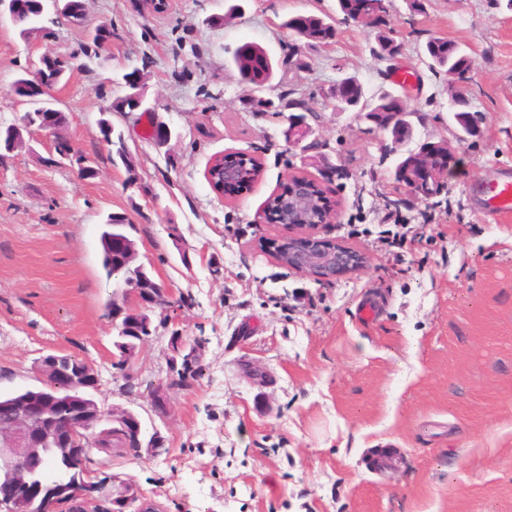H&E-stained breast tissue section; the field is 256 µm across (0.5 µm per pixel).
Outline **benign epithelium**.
<instances>
[{
    "mask_svg": "<svg viewBox=\"0 0 512 512\" xmlns=\"http://www.w3.org/2000/svg\"><path fill=\"white\" fill-rule=\"evenodd\" d=\"M39 15L52 14L55 18L69 24H79L84 16L72 8L71 0H38ZM388 6L386 0H361L356 12L346 19L367 25L371 28L385 27ZM9 16L15 24L30 20V15L18 12L15 0H0V19ZM27 74L31 84L26 87L28 94L21 98L29 109L20 118L21 127L28 131L37 125L35 112L52 107L54 100L45 99L43 95L55 85L53 79L45 74L43 57L28 61ZM410 113L404 106L389 113V125L395 126L392 134L393 143L404 141L405 133L411 130L407 120ZM290 130L288 141H296V131H301L304 138L312 133L305 116L292 114L289 118ZM54 150L62 160L78 166L85 174L97 173L94 160L75 152L67 141L58 139L53 143ZM258 156L236 151H226L214 157L220 163L222 179L213 190L222 195L233 187L247 189L261 180L257 175L250 179L241 178V170L248 167L249 160ZM452 156L441 158L437 146L426 145L416 152H411L401 168L395 172L396 178L407 187L418 200L430 199L448 186V172ZM290 204L283 210L282 226L288 235L275 243V256L284 266L309 275L320 282H332L341 275L361 270L367 263L366 256L342 243L320 238L315 228L321 224L336 222L340 217L338 202L328 197V191L307 176L294 172L288 176L282 187ZM128 296L136 298L137 307L127 311L119 307L118 315L128 313L137 318V324L150 329V319L145 314L153 310L156 302L143 298L142 288L133 287L125 291ZM43 383L64 376L71 383L72 395L63 403L74 409L73 417L63 427L53 426L54 415L51 404L34 397L18 409L19 425L9 432H0V512H21L26 507L37 506V512H56L58 502L62 501L73 512H98L99 503L108 504L105 512H128L136 507L135 512H162V508L142 496L137 484L118 474H106L92 471L85 466L84 451L81 444L88 440V432L94 428L95 418L100 412L92 411L81 396L88 388H96L97 383L80 382L82 372L72 373L60 366L56 354L44 356L38 363ZM141 420L135 416L119 422V427L112 429V446L128 447L127 438L133 437L135 453H155V443L146 442L140 435ZM44 433L52 437L57 448H40V439L36 434ZM65 453L73 479L67 483L46 478L49 452Z\"/></svg>",
    "mask_w": 512,
    "mask_h": 512,
    "instance_id": "benign-epithelium-1",
    "label": "benign epithelium"
}]
</instances>
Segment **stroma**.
Segmentation results:
<instances>
[{
    "label": "stroma",
    "mask_w": 512,
    "mask_h": 512,
    "mask_svg": "<svg viewBox=\"0 0 512 512\" xmlns=\"http://www.w3.org/2000/svg\"><path fill=\"white\" fill-rule=\"evenodd\" d=\"M294 15L337 35L298 38L282 26ZM99 26L112 43L86 58ZM50 30L25 41L0 22V123L24 112L13 84L29 55L69 65L53 90L64 126L31 130L0 157V395L41 387L46 355L92 363L98 403L136 413L167 448L107 464L97 454L92 467L131 478L164 512H512V216L486 202L512 176V0H389L381 31L345 20L338 0H167L161 13L145 0H85L83 25ZM384 35L395 54L381 50ZM434 37L471 57L468 79L431 67ZM246 42L277 65L260 94L233 64ZM132 69L154 112L113 114L124 163L97 123ZM349 77L366 97L402 100L409 141L337 109L327 91ZM287 92L318 116L310 150L286 138ZM259 96L272 108L253 106ZM459 98L479 135L461 137ZM157 123L172 131L162 145ZM56 136L94 156L98 176L52 164ZM438 140L452 155L448 187L420 201L395 167ZM227 150L264 166L232 197L204 176ZM295 171L340 200L338 222L317 232L365 253L361 271L323 283L268 254L285 230L256 218ZM111 212L131 221L138 260L172 308L125 371L99 246ZM368 298L379 313L364 325L356 309ZM175 329L202 346L186 387L168 383Z\"/></svg>",
    "instance_id": "obj_1"
}]
</instances>
